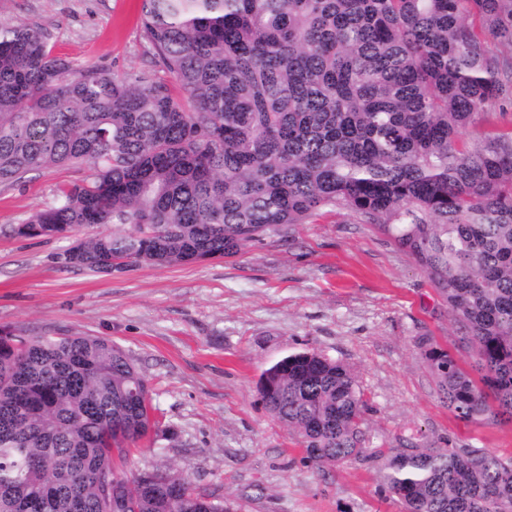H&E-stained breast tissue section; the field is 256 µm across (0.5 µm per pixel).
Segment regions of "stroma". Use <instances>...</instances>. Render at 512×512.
I'll use <instances>...</instances> for the list:
<instances>
[{
    "label": "stroma",
    "instance_id": "1",
    "mask_svg": "<svg viewBox=\"0 0 512 512\" xmlns=\"http://www.w3.org/2000/svg\"><path fill=\"white\" fill-rule=\"evenodd\" d=\"M0 22L42 27L53 53L123 73L144 66L140 0H0ZM87 170L40 169L0 184V329L102 336L149 381L159 431L129 467L168 465L226 512H401L376 468L321 471L260 402L262 371L317 349L351 365L372 443L487 448L512 457V423H467L440 399L415 340L454 347L448 306L393 236L323 210L247 253L109 275L65 268L64 241L12 228Z\"/></svg>",
    "mask_w": 512,
    "mask_h": 512
}]
</instances>
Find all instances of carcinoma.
<instances>
[{
	"label": "carcinoma",
	"instance_id": "1",
	"mask_svg": "<svg viewBox=\"0 0 512 512\" xmlns=\"http://www.w3.org/2000/svg\"><path fill=\"white\" fill-rule=\"evenodd\" d=\"M477 14L505 52L468 23ZM155 71L116 73L0 24V182L84 167L80 183L13 232L81 239L94 273L245 253L271 233L344 210L395 239L460 330L465 367L416 340L456 418L512 422V130H461L512 96V0H141ZM184 95H174L169 80ZM270 416L323 470L375 462L403 512H512V459L485 448L370 446L356 371L309 349L265 369ZM159 428L146 377L101 336L0 331V512H224L185 476L129 474Z\"/></svg>",
	"mask_w": 512,
	"mask_h": 512
}]
</instances>
